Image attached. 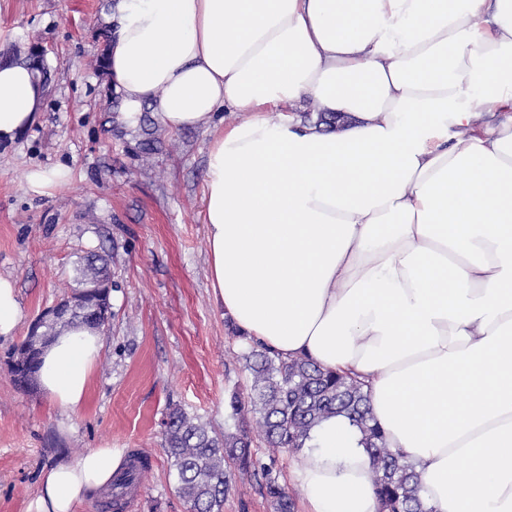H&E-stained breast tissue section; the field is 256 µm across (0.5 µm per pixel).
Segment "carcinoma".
<instances>
[{
	"instance_id": "carcinoma-1",
	"label": "carcinoma",
	"mask_w": 512,
	"mask_h": 512,
	"mask_svg": "<svg viewBox=\"0 0 512 512\" xmlns=\"http://www.w3.org/2000/svg\"><path fill=\"white\" fill-rule=\"evenodd\" d=\"M111 278L105 260L90 254L80 269L79 287ZM241 354L249 372L245 390H232L225 404L234 430L220 433L195 421L179 407L163 422L162 448L170 461L179 497L188 512H223L224 498L236 479L261 476L260 488L273 512H293L291 497L273 465L260 463L252 448L250 421H255L268 451L299 450L311 431L330 416L347 420L350 432L368 449L373 484L382 512H433L423 497L422 474L388 448L374 423L363 383L321 369L306 358L284 360L274 350L246 336ZM134 479L133 468L112 479V500L123 496Z\"/></svg>"
}]
</instances>
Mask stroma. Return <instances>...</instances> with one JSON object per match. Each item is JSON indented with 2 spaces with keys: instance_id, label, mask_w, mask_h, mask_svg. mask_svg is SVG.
I'll use <instances>...</instances> for the list:
<instances>
[{
  "instance_id": "1",
  "label": "stroma",
  "mask_w": 512,
  "mask_h": 512,
  "mask_svg": "<svg viewBox=\"0 0 512 512\" xmlns=\"http://www.w3.org/2000/svg\"><path fill=\"white\" fill-rule=\"evenodd\" d=\"M108 0H0V64L29 60L39 118L0 141V276L23 317L0 337V512H27L43 474L112 445L147 457L124 512H186L161 448L177 406L223 429L225 397L246 382L244 344L208 280L204 177L208 134L172 132L154 115L116 126L103 64ZM70 180L36 192L27 171ZM112 271L111 319L85 400L65 409L14 384L5 361L35 319L76 286L89 251Z\"/></svg>"
}]
</instances>
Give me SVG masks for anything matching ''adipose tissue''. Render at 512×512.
<instances>
[{
    "label": "adipose tissue",
    "instance_id": "ef3b65f1",
    "mask_svg": "<svg viewBox=\"0 0 512 512\" xmlns=\"http://www.w3.org/2000/svg\"><path fill=\"white\" fill-rule=\"evenodd\" d=\"M120 120L208 132V279L239 331L358 375L434 512H512V0H114ZM32 65L0 66V140L36 120ZM348 115L334 130L292 105ZM239 121L225 123L224 111ZM101 336L64 328L38 381L80 405ZM291 471L305 512H381L344 418ZM124 463L49 469L29 512H74Z\"/></svg>",
    "mask_w": 512,
    "mask_h": 512
}]
</instances>
